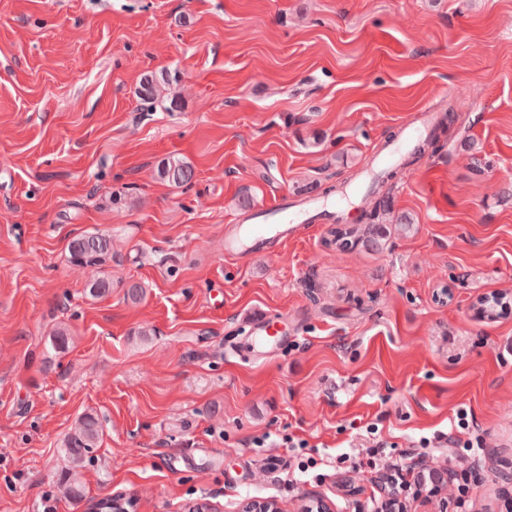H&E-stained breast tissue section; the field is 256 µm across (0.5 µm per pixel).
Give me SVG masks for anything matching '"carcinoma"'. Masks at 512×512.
<instances>
[{"instance_id":"obj_1","label":"carcinoma","mask_w":512,"mask_h":512,"mask_svg":"<svg viewBox=\"0 0 512 512\" xmlns=\"http://www.w3.org/2000/svg\"><path fill=\"white\" fill-rule=\"evenodd\" d=\"M173 81L171 75L161 70L145 75L139 85V99L147 103L168 102L169 108L177 106L174 97H166L163 91ZM161 180L175 186L189 183L193 171L189 165L180 159L169 158L162 162L158 169ZM366 225L357 228H336V246L344 250L348 247L350 237L356 240L367 239L371 247L377 249L384 239L381 225L375 223L376 210L363 212ZM69 262L79 268L95 270L94 276L87 283L88 294L92 297H104L112 292V280L100 268L107 259L112 257V240L101 234H81L73 237L68 245ZM101 426L98 419L92 414L80 417L68 432L62 442L61 448L64 457V470L62 471L63 494L80 503L83 500L81 485L79 484V469L83 467L85 459L92 450L98 447L101 438Z\"/></svg>"}]
</instances>
